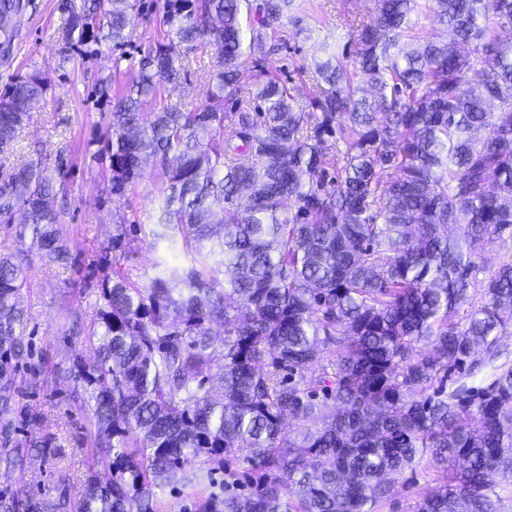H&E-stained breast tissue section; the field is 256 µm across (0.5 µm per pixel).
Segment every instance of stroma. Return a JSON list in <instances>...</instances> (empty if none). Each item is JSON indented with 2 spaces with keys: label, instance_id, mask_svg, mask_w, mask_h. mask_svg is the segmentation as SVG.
<instances>
[{
  "label": "stroma",
  "instance_id": "35a3bbf8",
  "mask_svg": "<svg viewBox=\"0 0 512 512\" xmlns=\"http://www.w3.org/2000/svg\"><path fill=\"white\" fill-rule=\"evenodd\" d=\"M144 2L150 10L139 20L129 46L118 51L102 46L97 56L61 70L57 67L59 0H30L16 19L9 56H0V87L10 76L35 74L47 85L48 93L32 107L29 125L15 139L11 164L29 160L34 147L48 152L59 144L76 146L104 132L118 83L136 64L141 50L160 37L154 0ZM296 3L284 28L266 39L267 45L279 44V51L255 49L245 64L247 76H254L262 66L292 84L308 80L309 68L326 52L350 55V22L368 25L374 18V0ZM155 182L154 173L144 171L127 201L105 200L96 172L76 167L72 218L65 226L71 258L63 265L33 260L31 286L21 295L26 319L19 332L33 347L38 374L33 386L28 383L27 372L15 377L27 407V417L20 421L16 437L37 441L40 449L33 452L24 471L0 467V491L22 487L36 497L52 499L63 488L71 500L80 498L88 475V449L95 437L89 432L87 412L73 399L74 370L90 357L73 325L78 321L90 323L98 309L97 278L90 275L88 265L110 241L115 211L130 210L137 219L127 228L126 253L119 261L131 280L147 283L159 260L182 262L180 252L154 244L149 234Z\"/></svg>",
  "mask_w": 512,
  "mask_h": 512
}]
</instances>
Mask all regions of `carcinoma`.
Returning <instances> with one entry per match:
<instances>
[{
    "instance_id": "obj_1",
    "label": "carcinoma",
    "mask_w": 512,
    "mask_h": 512,
    "mask_svg": "<svg viewBox=\"0 0 512 512\" xmlns=\"http://www.w3.org/2000/svg\"><path fill=\"white\" fill-rule=\"evenodd\" d=\"M144 6L59 0L58 67L126 45ZM419 6L375 0L374 22L352 28L354 66L332 54L290 86L263 70L249 83L242 65L294 0H163L161 41L80 154L112 199L151 166L154 243L189 263L130 281L110 255L132 220L113 214L92 263L101 305L78 332L91 362L75 401L98 440L79 512H159L157 486L204 482L195 512H376L422 464L433 478L412 512H506L512 366L496 360L512 262L480 279L476 258L512 237V0H427L446 41L411 34ZM24 8L0 0L3 43ZM203 46L204 101L183 110L166 85ZM46 91L36 74L0 90V156ZM35 154L0 163V224L60 263L75 151ZM30 270L0 251V466L13 471L30 452L10 419L26 415L14 374ZM68 507L64 492L0 494V512Z\"/></svg>"
}]
</instances>
